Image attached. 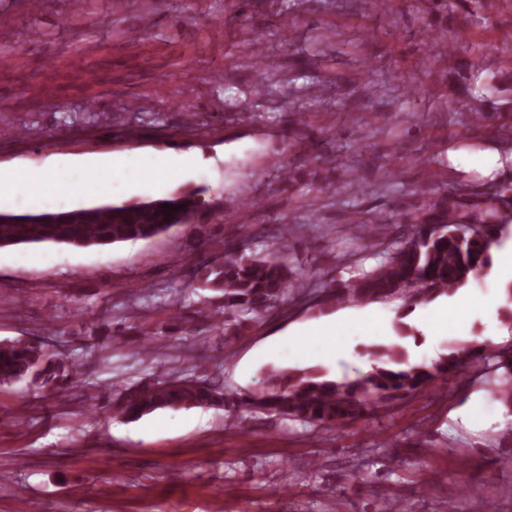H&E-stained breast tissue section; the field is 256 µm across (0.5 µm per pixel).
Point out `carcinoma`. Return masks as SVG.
<instances>
[{
  "mask_svg": "<svg viewBox=\"0 0 512 512\" xmlns=\"http://www.w3.org/2000/svg\"><path fill=\"white\" fill-rule=\"evenodd\" d=\"M165 204L172 208H163ZM206 205L202 190L197 189L153 201L88 206V217L80 224H40L37 214L15 215L11 223L0 222V248L39 243L87 248L177 235ZM448 212V201L432 204L415 219V225L385 263L355 284L328 292L329 297L400 299L406 315L481 275L490 266L492 247L508 233L512 220L493 206L455 211L452 222ZM288 236L289 228H282L280 248L264 258L241 253L237 247L227 248L223 261L196 267L188 278L222 291L226 311L263 315L276 309L296 287L288 263ZM367 354L372 370L356 378L334 380L316 368L270 366L263 371L258 388L236 399L222 397L217 384L209 380L162 376L120 391L112 398V412L135 421L157 410L210 406L222 398L227 408H262L332 428L375 413L400 397L463 376L467 368L483 364L491 356L500 364L503 351L489 355L480 348L461 346L429 365L410 363L396 345H372ZM42 364L49 371L46 382L58 378L68 383L73 378L62 353L48 354L45 344L22 339L3 342L0 385L35 379ZM490 383L498 399L505 398L506 392L505 399L512 403L511 373L495 376Z\"/></svg>",
  "mask_w": 512,
  "mask_h": 512,
  "instance_id": "1",
  "label": "carcinoma"
}]
</instances>
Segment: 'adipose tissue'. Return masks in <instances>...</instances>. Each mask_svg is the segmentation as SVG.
<instances>
[{
    "mask_svg": "<svg viewBox=\"0 0 512 512\" xmlns=\"http://www.w3.org/2000/svg\"><path fill=\"white\" fill-rule=\"evenodd\" d=\"M177 157L161 154L150 157H111L91 162L86 175L73 183L77 194L112 189L116 194H152L166 182ZM57 191V176L42 175L39 182L30 183L20 178L0 179V204L40 206L47 197ZM353 329L345 319H325L316 322L311 333L313 347L304 349L294 335L286 334L279 340L281 353L291 361H328L340 351Z\"/></svg>",
    "mask_w": 512,
    "mask_h": 512,
    "instance_id": "ef3b65f1",
    "label": "adipose tissue"
}]
</instances>
